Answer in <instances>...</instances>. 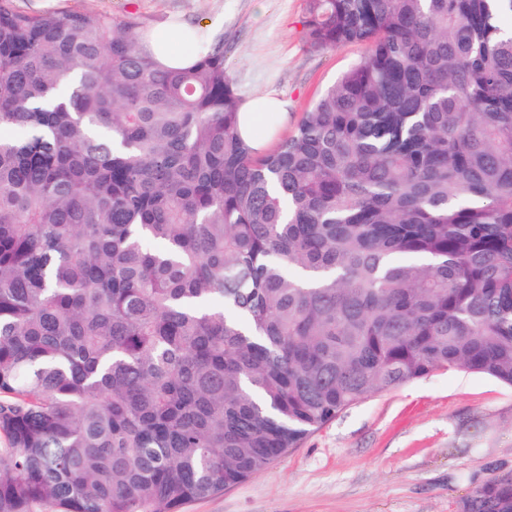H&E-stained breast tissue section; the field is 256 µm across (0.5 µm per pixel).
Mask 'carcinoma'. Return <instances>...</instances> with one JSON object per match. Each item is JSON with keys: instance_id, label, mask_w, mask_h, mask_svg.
Masks as SVG:
<instances>
[{"instance_id": "cac0c4a2", "label": "carcinoma", "mask_w": 512, "mask_h": 512, "mask_svg": "<svg viewBox=\"0 0 512 512\" xmlns=\"http://www.w3.org/2000/svg\"><path fill=\"white\" fill-rule=\"evenodd\" d=\"M509 16L306 0L368 50L257 150L223 45L162 71L137 22L0 0V512H181L376 393L512 387Z\"/></svg>"}]
</instances>
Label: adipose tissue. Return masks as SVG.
I'll list each match as a JSON object with an SVG mask.
<instances>
[{
  "label": "adipose tissue",
  "mask_w": 512,
  "mask_h": 512,
  "mask_svg": "<svg viewBox=\"0 0 512 512\" xmlns=\"http://www.w3.org/2000/svg\"><path fill=\"white\" fill-rule=\"evenodd\" d=\"M198 31V26L179 20L170 21L141 40L140 47L160 69L183 68L195 59L189 47L195 43ZM287 117L286 102L269 94L257 95L244 101L240 108V130L247 137L258 124L276 127Z\"/></svg>",
  "instance_id": "adipose-tissue-1"
}]
</instances>
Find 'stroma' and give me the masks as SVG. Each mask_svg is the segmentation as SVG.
Listing matches in <instances>:
<instances>
[{
  "label": "stroma",
  "instance_id": "35a3bbf8",
  "mask_svg": "<svg viewBox=\"0 0 512 512\" xmlns=\"http://www.w3.org/2000/svg\"><path fill=\"white\" fill-rule=\"evenodd\" d=\"M59 9L148 28L172 17L212 24L240 98L287 101L280 138L367 51L312 47L305 0H61ZM507 475L512 388L438 370L347 408L263 472L184 512H460L477 486Z\"/></svg>",
  "mask_w": 512,
  "mask_h": 512
}]
</instances>
